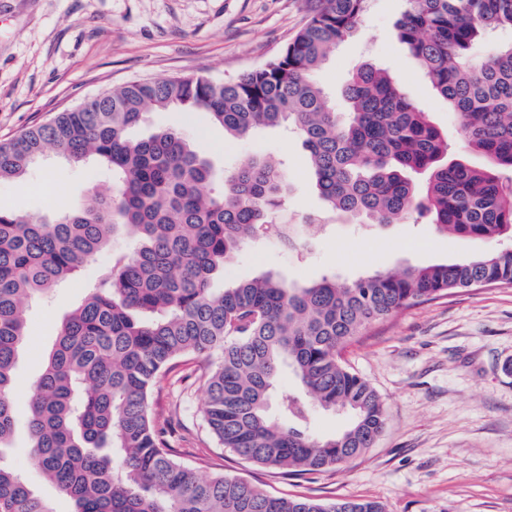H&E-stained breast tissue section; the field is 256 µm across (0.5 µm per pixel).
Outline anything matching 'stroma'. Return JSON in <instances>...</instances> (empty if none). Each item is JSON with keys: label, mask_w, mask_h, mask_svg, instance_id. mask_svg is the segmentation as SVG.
<instances>
[{"label": "stroma", "mask_w": 512, "mask_h": 512, "mask_svg": "<svg viewBox=\"0 0 512 512\" xmlns=\"http://www.w3.org/2000/svg\"><path fill=\"white\" fill-rule=\"evenodd\" d=\"M318 0H0V141L101 92L145 79L204 72L229 80L280 55ZM405 0H369L357 31L317 70L336 111L347 109L344 79L362 64L387 69L401 91L466 151L447 102L425 79L396 25ZM149 126H175L205 150L218 175L262 154L283 163L290 222L320 212L306 150L294 134L266 128L228 141L206 113L155 112ZM98 180L51 155L19 181L0 182V210L45 216L81 204ZM489 243L437 233L429 217L380 227L328 219L292 249L274 240L244 244L213 285L272 271L298 283L352 279L372 270L452 263ZM84 277L63 282L27 309V337L15 366V433L0 464L19 474L55 512L72 503L32 465L28 403L65 316L84 299ZM343 359L382 396L386 426L357 459L320 473L286 475L218 447L203 419L204 358L178 361L153 395L181 459L205 474L249 479L275 495L373 499L386 512H512V287L459 291L403 309L363 329Z\"/></svg>", "instance_id": "obj_1"}]
</instances>
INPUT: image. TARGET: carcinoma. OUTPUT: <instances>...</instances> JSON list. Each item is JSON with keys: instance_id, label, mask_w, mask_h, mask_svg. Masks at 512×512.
Segmentation results:
<instances>
[{"instance_id": "1", "label": "carcinoma", "mask_w": 512, "mask_h": 512, "mask_svg": "<svg viewBox=\"0 0 512 512\" xmlns=\"http://www.w3.org/2000/svg\"><path fill=\"white\" fill-rule=\"evenodd\" d=\"M368 0H322L274 60L246 75L205 74L132 82L0 142V181L24 176L49 151L92 163L116 190L92 193L55 217L0 210V454L15 428V364L28 302L109 253L84 301L63 320L32 389L29 458L75 512H385L370 499L274 496L247 479L200 476L176 459L154 387L177 359L218 354L205 373L203 414L216 442L256 465L311 474L362 455L383 432L385 406L342 359L367 325L459 290L512 286V253L375 271L347 281L288 283L267 272L217 292L215 275L248 241L287 222V185L257 155L224 174L173 127L136 136L151 112L204 111L226 139L293 127L309 153L323 216L393 224L414 213L442 234L512 238V0H406L399 37L457 115L475 166L451 157L448 137L385 70L365 63L344 82L345 113L315 80L352 36ZM484 47L476 56L472 49ZM426 172L418 187L410 172ZM132 246L112 250L117 236ZM296 389L269 414L284 373ZM345 411L331 436L309 428L310 406ZM0 512H54L0 465Z\"/></svg>"}]
</instances>
